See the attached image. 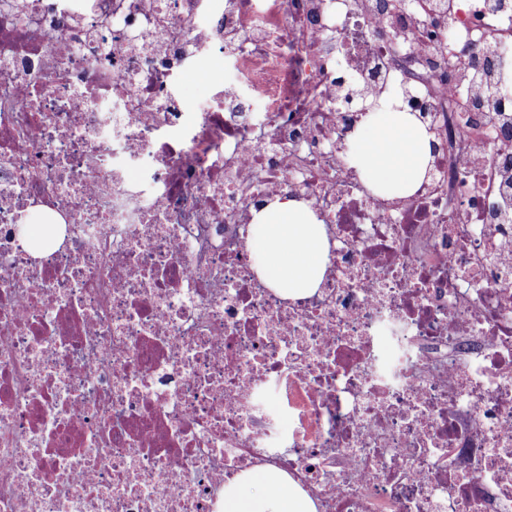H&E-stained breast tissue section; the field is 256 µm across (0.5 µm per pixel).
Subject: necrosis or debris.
Returning <instances> with one entry per match:
<instances>
[{"label": "necrosis or debris", "mask_w": 512, "mask_h": 512, "mask_svg": "<svg viewBox=\"0 0 512 512\" xmlns=\"http://www.w3.org/2000/svg\"><path fill=\"white\" fill-rule=\"evenodd\" d=\"M380 5L0 0V512H223L258 468L512 512V0ZM351 82L431 128L414 195L351 166ZM278 198L329 243L296 299L248 245ZM216 70V72H214ZM224 77V58L217 56L206 64L202 70L187 74L181 84L183 93L192 97H206L211 91L210 83ZM218 80V81H219Z\"/></svg>", "instance_id": "4bbe7bcc"}]
</instances>
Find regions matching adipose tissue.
Wrapping results in <instances>:
<instances>
[{"label":"adipose tissue","mask_w":512,"mask_h":512,"mask_svg":"<svg viewBox=\"0 0 512 512\" xmlns=\"http://www.w3.org/2000/svg\"><path fill=\"white\" fill-rule=\"evenodd\" d=\"M425 129L409 112L386 109L365 116L348 143L352 165L374 191L413 194L431 159ZM249 247L254 269L283 296L302 295L322 282L328 241L310 208L275 200L256 213ZM223 512H316L311 499L284 473L247 472L224 485Z\"/></svg>","instance_id":"1"}]
</instances>
